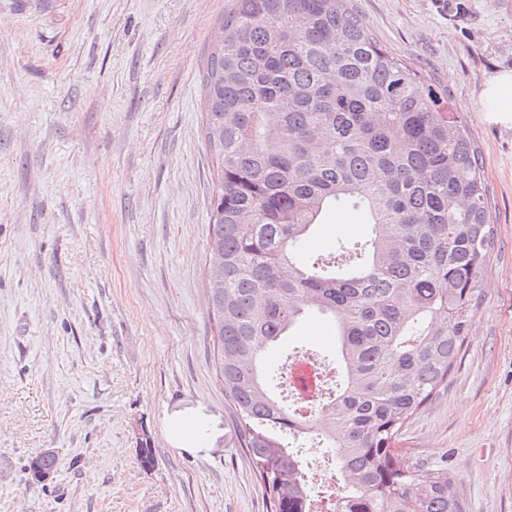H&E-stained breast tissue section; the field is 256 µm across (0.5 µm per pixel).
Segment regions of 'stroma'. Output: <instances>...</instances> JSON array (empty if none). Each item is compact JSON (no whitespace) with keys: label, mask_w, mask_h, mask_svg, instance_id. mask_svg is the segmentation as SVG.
I'll return each instance as SVG.
<instances>
[{"label":"stroma","mask_w":512,"mask_h":512,"mask_svg":"<svg viewBox=\"0 0 512 512\" xmlns=\"http://www.w3.org/2000/svg\"><path fill=\"white\" fill-rule=\"evenodd\" d=\"M232 0H0V512H266L213 364V164L199 67ZM407 67L451 93L497 225L448 384L398 446L512 512V128L478 95L512 68V0H352ZM366 227L331 211L315 251ZM310 344V317L266 352ZM149 436L154 463L139 462ZM55 450L41 483L29 461Z\"/></svg>","instance_id":"1"}]
</instances>
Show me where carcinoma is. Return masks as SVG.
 Wrapping results in <instances>:
<instances>
[{"mask_svg":"<svg viewBox=\"0 0 512 512\" xmlns=\"http://www.w3.org/2000/svg\"><path fill=\"white\" fill-rule=\"evenodd\" d=\"M200 64L202 136L217 162L207 297L224 400L268 499L312 512L301 449H336L335 512H465L444 468L399 459L402 429L448 385L496 226L482 157L451 96L410 70L350 0H232ZM366 234L305 244L330 208ZM332 319L339 383L304 417L263 355L307 317ZM51 452L28 479L56 469Z\"/></svg>","mask_w":512,"mask_h":512,"instance_id":"1","label":"carcinoma"}]
</instances>
